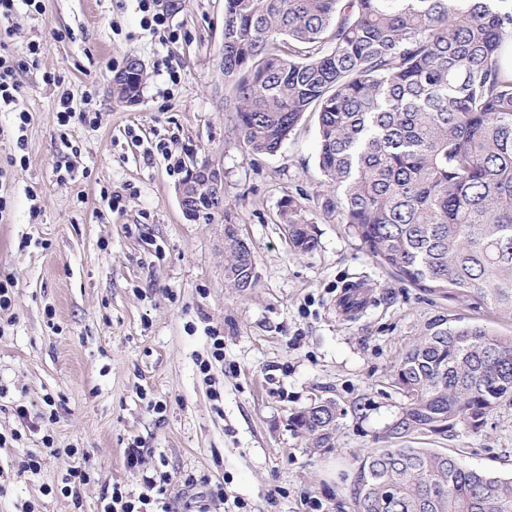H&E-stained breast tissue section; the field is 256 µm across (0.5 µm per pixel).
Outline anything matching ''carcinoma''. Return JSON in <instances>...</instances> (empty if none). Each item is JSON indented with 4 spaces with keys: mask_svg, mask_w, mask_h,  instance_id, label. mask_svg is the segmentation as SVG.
Returning a JSON list of instances; mask_svg holds the SVG:
<instances>
[{
    "mask_svg": "<svg viewBox=\"0 0 512 512\" xmlns=\"http://www.w3.org/2000/svg\"><path fill=\"white\" fill-rule=\"evenodd\" d=\"M512 0H224V77L250 154H273L318 113L319 168L336 213L399 280L473 299L512 320ZM142 80L116 75L131 102ZM279 215L290 247L318 244L294 197ZM254 256L224 233V277L246 282ZM406 399L388 434L480 431L512 402V336L427 324L393 365ZM336 404L292 413L314 451L331 445ZM354 512H512V477L432 448H378L360 459Z\"/></svg>",
    "mask_w": 512,
    "mask_h": 512,
    "instance_id": "obj_1",
    "label": "carcinoma"
}]
</instances>
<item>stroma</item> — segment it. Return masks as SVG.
Wrapping results in <instances>:
<instances>
[{"mask_svg":"<svg viewBox=\"0 0 512 512\" xmlns=\"http://www.w3.org/2000/svg\"><path fill=\"white\" fill-rule=\"evenodd\" d=\"M44 5L0 21V41L23 64L18 107L31 115L20 134L14 112H0V279L16 284L0 312V512H101L112 486L149 495L160 475L168 512H235L238 499L248 512H310L315 499L321 512H354L357 461L383 447L435 448L512 475V404L477 432L385 435L403 404L393 363L429 322L511 335L512 321L398 280L324 212L332 191L317 113L276 153L246 152L222 72L224 0H172L168 40L142 27L139 0ZM131 57L145 80L126 103L111 83ZM65 92L86 119L63 131ZM160 142L166 153L147 155ZM202 163L221 173L230 207L208 221L188 219L178 194ZM291 195L317 224L308 254L290 250L280 222ZM228 223L255 256V288L224 279ZM320 401L335 402L339 418L331 447L313 456L289 417ZM46 435L60 455L44 448ZM133 444L143 450L135 468L125 459ZM31 454L40 470H24ZM72 466L90 480L66 496Z\"/></svg>","mask_w":512,"mask_h":512,"instance_id":"stroma-1","label":"stroma"}]
</instances>
